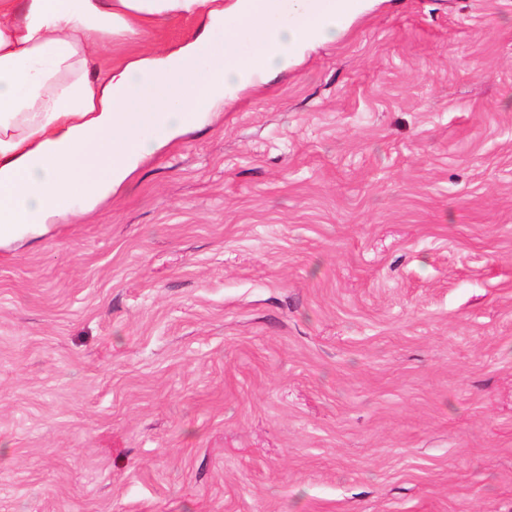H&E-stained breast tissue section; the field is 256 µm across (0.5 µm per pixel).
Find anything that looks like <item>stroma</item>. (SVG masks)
Returning a JSON list of instances; mask_svg holds the SVG:
<instances>
[{"mask_svg": "<svg viewBox=\"0 0 512 512\" xmlns=\"http://www.w3.org/2000/svg\"><path fill=\"white\" fill-rule=\"evenodd\" d=\"M0 512H512V0H376L0 250Z\"/></svg>", "mask_w": 512, "mask_h": 512, "instance_id": "1", "label": "stroma"}]
</instances>
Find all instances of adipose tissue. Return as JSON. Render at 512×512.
Masks as SVG:
<instances>
[{
    "label": "adipose tissue",
    "instance_id": "1",
    "mask_svg": "<svg viewBox=\"0 0 512 512\" xmlns=\"http://www.w3.org/2000/svg\"><path fill=\"white\" fill-rule=\"evenodd\" d=\"M362 9L343 0H0V248L89 212L140 160L203 123L226 93L335 39ZM316 16L314 25L299 24ZM192 18L193 38L115 62L128 34Z\"/></svg>",
    "mask_w": 512,
    "mask_h": 512
}]
</instances>
